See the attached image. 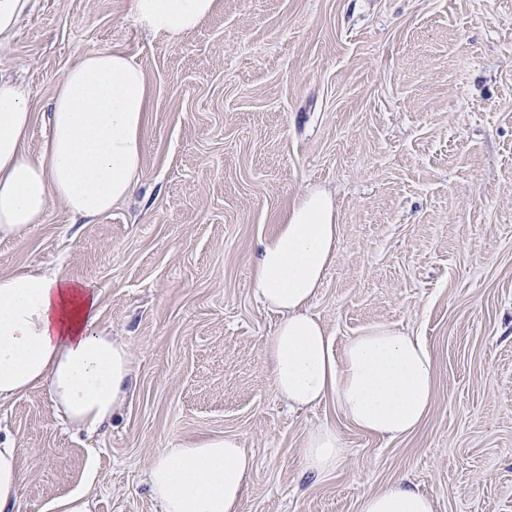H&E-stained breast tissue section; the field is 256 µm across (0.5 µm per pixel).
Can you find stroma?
<instances>
[{"label":"stroma","instance_id":"35a3bbf8","mask_svg":"<svg viewBox=\"0 0 512 512\" xmlns=\"http://www.w3.org/2000/svg\"><path fill=\"white\" fill-rule=\"evenodd\" d=\"M91 49L147 75L138 189L89 224L52 202L0 241V276L92 285L94 326L128 342L134 381L92 434L44 389L0 401L17 512L79 491L94 512H160L155 455L219 436L254 460L240 512H357L398 483L434 512H512V0H216L178 42L143 32L131 0H37L0 46V72L37 105L30 156ZM315 189L336 200L338 251L311 305L335 349L392 325L435 357L407 436L359 431L332 396L288 409L273 387L279 316L255 297L253 259ZM321 426L344 450L324 476L303 464Z\"/></svg>","mask_w":512,"mask_h":512}]
</instances>
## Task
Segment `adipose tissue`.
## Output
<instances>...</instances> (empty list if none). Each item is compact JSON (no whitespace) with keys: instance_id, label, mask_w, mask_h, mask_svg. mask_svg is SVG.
I'll return each mask as SVG.
<instances>
[{"instance_id":"adipose-tissue-1","label":"adipose tissue","mask_w":512,"mask_h":512,"mask_svg":"<svg viewBox=\"0 0 512 512\" xmlns=\"http://www.w3.org/2000/svg\"><path fill=\"white\" fill-rule=\"evenodd\" d=\"M215 0H132L138 26L178 41L213 12ZM148 80L119 50L83 53L59 81L49 135L38 157L25 149L34 120L26 90L0 73V239L40 223L51 202L89 222L127 200L142 174ZM336 202L323 190L303 195L278 234L261 242L254 265L260 301L281 321L266 356L276 393L293 407L335 396L361 432L397 438L430 411L435 360L416 336L381 325L342 351L309 307L337 250ZM98 293L47 270L0 276V400L40 387L68 421L93 431L123 405L134 363L122 340L93 327ZM19 450L0 441V512H16ZM343 456L336 432L312 431L305 467L319 475ZM252 460L237 438L213 437L163 449L148 483L162 512H239ZM359 512H433L429 498L401 486L367 494Z\"/></svg>"}]
</instances>
